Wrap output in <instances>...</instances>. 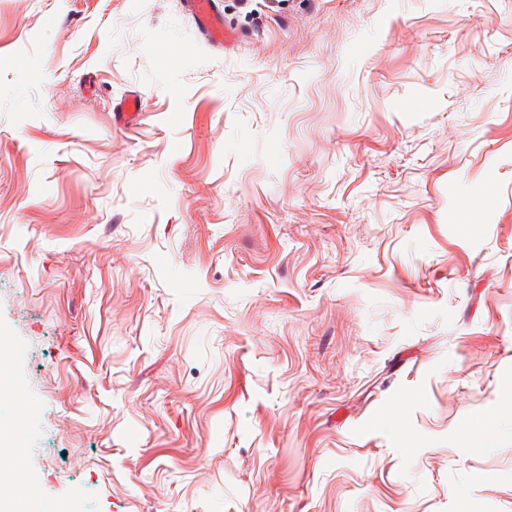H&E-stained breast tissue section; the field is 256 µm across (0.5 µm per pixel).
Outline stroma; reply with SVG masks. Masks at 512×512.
<instances>
[{
    "label": "stroma",
    "mask_w": 512,
    "mask_h": 512,
    "mask_svg": "<svg viewBox=\"0 0 512 512\" xmlns=\"http://www.w3.org/2000/svg\"><path fill=\"white\" fill-rule=\"evenodd\" d=\"M217 2L0 0L40 506L512 512V0ZM184 10L193 18L203 41L224 51L236 41L233 32L224 27V18L216 0H182ZM114 112L116 120L121 125H130L133 124L137 118L139 117V112H141V105L139 96L135 92H131L119 104V108Z\"/></svg>",
    "instance_id": "35a3bbf8"
}]
</instances>
